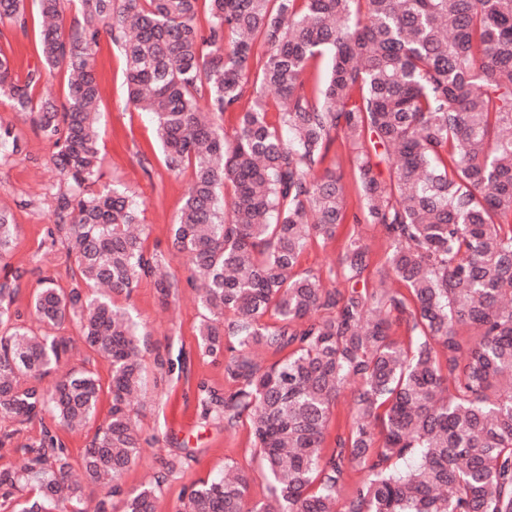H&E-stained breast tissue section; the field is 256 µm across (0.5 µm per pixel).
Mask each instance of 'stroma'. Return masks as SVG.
Instances as JSON below:
<instances>
[{
  "instance_id": "obj_1",
  "label": "stroma",
  "mask_w": 512,
  "mask_h": 512,
  "mask_svg": "<svg viewBox=\"0 0 512 512\" xmlns=\"http://www.w3.org/2000/svg\"><path fill=\"white\" fill-rule=\"evenodd\" d=\"M26 18L27 27L22 31L7 24L0 26V52L11 60L16 76L21 78L41 65L38 46L42 27L33 0L26 5ZM95 61L101 124L97 186H121L142 201L140 222L146 227L145 246L149 252L163 255L178 279L171 305H161L149 279L139 284L130 299L134 313L150 334L151 347L145 355V384L132 397L140 413L143 443L135 464L122 477L123 487L128 491L139 488L157 470L161 458L187 448L194 457L185 461L164 486L155 512H180L185 488L213 477L233 462L249 469L251 494L262 497L268 482L248 425L224 427L222 422L204 416L199 402V384L219 390L226 384L223 362L202 358L198 348V295L203 285L188 281L186 259L171 248L172 226L188 192L191 173L167 169L152 115L127 105L124 59L109 37L101 38ZM0 125L10 126L23 145L21 153L0 159V207L10 209L19 226L7 263L10 270L22 275L14 307L25 314L42 277H54L57 286L64 289L71 286L74 261L62 244L52 243L48 236L55 227V199L65 186L48 162L51 144L29 117L16 112L4 97L0 98ZM357 232L370 244L371 266H378L388 249L386 239L372 227L342 224L334 241L308 244L300 259L301 268L327 272L335 265L344 242ZM158 354L172 358L170 376L159 377L153 364Z\"/></svg>"
}]
</instances>
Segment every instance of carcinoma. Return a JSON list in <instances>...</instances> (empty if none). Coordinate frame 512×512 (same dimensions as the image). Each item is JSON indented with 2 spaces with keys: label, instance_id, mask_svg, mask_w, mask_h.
Returning a JSON list of instances; mask_svg holds the SVG:
<instances>
[{
  "label": "carcinoma",
  "instance_id": "cac0c4a2",
  "mask_svg": "<svg viewBox=\"0 0 512 512\" xmlns=\"http://www.w3.org/2000/svg\"><path fill=\"white\" fill-rule=\"evenodd\" d=\"M44 70L67 95L34 100L0 55V97L52 143L67 190L56 230L75 255L72 287L39 282L34 331L11 310L19 274L0 280V419L42 422L18 468L0 469V506L84 512L57 433L95 418L102 384L55 372L72 338L110 365L107 417L80 459L104 494L98 512H155L187 449L153 481L121 479L142 445L128 396L141 386L147 335L118 306L159 259L144 246L142 202L99 178L95 50L125 61L127 104L152 114L165 164L191 170L172 247L204 285L200 354L224 360L221 392L199 385L204 415L249 424L268 495L235 465L184 491V512H512V0H36ZM75 7L81 20L66 24ZM207 26L198 24L200 9ZM25 28L24 0H0V24ZM331 54L325 77L317 61ZM255 96L243 101L248 90ZM274 99H267V91ZM237 114L228 135L219 120ZM351 148L360 205L320 170L337 138ZM22 152L0 127V158ZM388 160L383 174L373 158ZM370 224L390 250L370 284L361 234L328 277L299 269L313 240ZM18 233L0 207V261ZM178 280L155 281L162 303ZM404 328L406 341L392 337ZM277 356L268 366L254 350ZM354 386V417L322 452L332 407ZM362 478L342 495L350 471Z\"/></svg>",
  "mask_w": 512,
  "mask_h": 512
}]
</instances>
